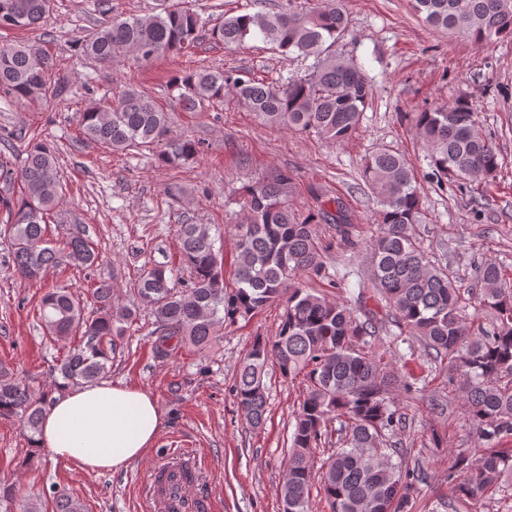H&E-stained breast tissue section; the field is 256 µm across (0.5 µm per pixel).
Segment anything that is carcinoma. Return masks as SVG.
Here are the masks:
<instances>
[{
  "label": "carcinoma",
  "instance_id": "cac0c4a2",
  "mask_svg": "<svg viewBox=\"0 0 512 512\" xmlns=\"http://www.w3.org/2000/svg\"><path fill=\"white\" fill-rule=\"evenodd\" d=\"M413 4L426 25L477 46L494 38L512 39V0ZM51 7L52 0H0V30L33 28ZM347 24L345 12L333 3L297 11L286 0L275 13L226 16L209 26L179 0H159L151 14L112 16L82 39L78 50L104 67L124 56L148 64L169 52H190L204 31L226 46L259 36L285 57L314 58L311 72L267 82L247 71L202 65L173 77L183 108L195 112L230 89L266 124L340 142L360 124L370 90L365 70L333 51ZM54 69L40 42L0 44V86L21 101L57 95ZM412 121L428 150L429 177L438 186L496 180L499 151L479 130L478 111L468 100L415 112ZM79 126L83 139L114 152L155 148L159 162L169 167L199 152L198 142L172 135L169 113L135 89L106 105L89 102L79 113ZM20 178L19 200L9 208L13 265L28 279L40 281L51 269L97 262L98 254L80 232L61 244L51 243L48 216L63 191L53 150L35 136ZM362 178L377 198L380 231L366 247L369 275L358 282L357 309L297 282L303 274L328 278L318 220H336L341 241L350 246L355 241L342 215L333 218L325 210L304 214L289 206L283 190L290 176L281 172L244 190L245 220L238 226L233 283L225 280L210 226L178 225L188 287L175 288L172 270L158 266L136 288L141 306L154 318V348L160 358L182 344L204 349L224 321L286 300L278 333L254 341L239 362L234 385L246 424L260 429L266 420L269 364L284 378L301 376L306 382L280 485L281 512H313L310 493L315 485L330 512H407L423 473L409 468L393 441L402 425L396 396L410 391L377 351V336L393 323L418 337L433 362H448L462 378L464 411L487 447L453 453L448 507L472 512L512 480V285L496 264L477 266L471 296L494 320L488 327L466 321L456 280L432 263L410 234V227L422 220L414 169L398 152L379 147L365 157ZM37 314L49 335L75 339L57 357L56 370L67 385L93 384L109 373L114 338L133 317L131 310L112 304V282L102 279L86 295L65 286L48 289ZM46 413L47 399H34L28 386L0 364V419L18 420L31 442ZM324 448L328 456L317 467L316 454ZM22 500L17 484L0 482V507L6 512Z\"/></svg>",
  "mask_w": 512,
  "mask_h": 512
}]
</instances>
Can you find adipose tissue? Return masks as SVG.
I'll use <instances>...</instances> for the list:
<instances>
[{
    "label": "adipose tissue",
    "instance_id": "1",
    "mask_svg": "<svg viewBox=\"0 0 512 512\" xmlns=\"http://www.w3.org/2000/svg\"><path fill=\"white\" fill-rule=\"evenodd\" d=\"M162 415L146 392L101 382L63 389L50 404L38 445L88 471L115 472L140 460L156 441Z\"/></svg>",
    "mask_w": 512,
    "mask_h": 512
}]
</instances>
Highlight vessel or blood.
Here are the masks:
<instances>
[{
  "mask_svg": "<svg viewBox=\"0 0 512 512\" xmlns=\"http://www.w3.org/2000/svg\"><path fill=\"white\" fill-rule=\"evenodd\" d=\"M199 455L187 452L155 468L150 475L153 512H217L213 497L202 486Z\"/></svg>",
  "mask_w": 512,
  "mask_h": 512,
  "instance_id": "vessel-or-blood-1",
  "label": "vessel or blood"
}]
</instances>
